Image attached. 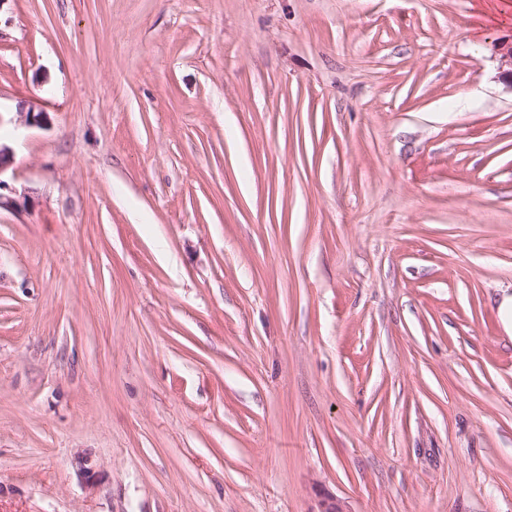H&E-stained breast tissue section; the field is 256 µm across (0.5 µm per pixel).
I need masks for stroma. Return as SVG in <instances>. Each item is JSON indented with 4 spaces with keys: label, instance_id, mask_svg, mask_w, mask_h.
Returning a JSON list of instances; mask_svg holds the SVG:
<instances>
[{
    "label": "stroma",
    "instance_id": "obj_1",
    "mask_svg": "<svg viewBox=\"0 0 512 512\" xmlns=\"http://www.w3.org/2000/svg\"><path fill=\"white\" fill-rule=\"evenodd\" d=\"M511 36L0 0V512H512Z\"/></svg>",
    "mask_w": 512,
    "mask_h": 512
}]
</instances>
